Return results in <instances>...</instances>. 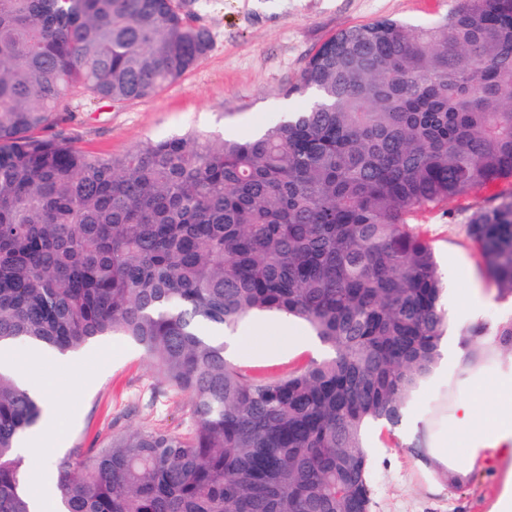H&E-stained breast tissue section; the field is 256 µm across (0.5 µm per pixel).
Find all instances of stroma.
<instances>
[{"label":"stroma","instance_id":"1","mask_svg":"<svg viewBox=\"0 0 512 512\" xmlns=\"http://www.w3.org/2000/svg\"><path fill=\"white\" fill-rule=\"evenodd\" d=\"M461 0H179L182 13L207 28L213 39L205 59L180 80L150 98L103 107L76 100L63 121L69 136L86 150L115 155L148 139L196 130L245 139L296 111L304 99L286 97L315 50L336 33L374 19L392 18L428 27L457 9ZM457 202L417 217L431 242L447 282L442 306L448 315L446 345L460 340L465 328L496 327L512 319V299L480 268ZM262 332L253 335L243 322L239 335L249 337L248 351L238 355L251 368L284 370L327 357L329 350L307 343L310 330L287 318L262 317ZM296 342L279 348L273 340ZM78 372L59 370L53 361L34 368V375L55 385L57 412L42 422L40 434L47 458L75 446L102 443L116 427L178 428L188 406L185 395L172 393L157 404L148 399L156 376L141 350L121 336H101L78 354ZM512 371V359L497 356L477 367L464 360H442L410 402V416L395 435L373 428L367 435L373 488L372 512H490L503 485L504 465L487 456L458 486L447 471L423 463L408 444L425 429L434 445L450 436L451 400L483 401L478 378L493 379ZM98 375L88 385L89 375Z\"/></svg>","mask_w":512,"mask_h":512}]
</instances>
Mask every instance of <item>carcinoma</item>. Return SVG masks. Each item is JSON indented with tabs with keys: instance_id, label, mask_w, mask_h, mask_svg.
<instances>
[{
	"instance_id": "cac0c4a2",
	"label": "carcinoma",
	"mask_w": 512,
	"mask_h": 512,
	"mask_svg": "<svg viewBox=\"0 0 512 512\" xmlns=\"http://www.w3.org/2000/svg\"><path fill=\"white\" fill-rule=\"evenodd\" d=\"M211 48L174 0H0V352L126 336L151 401L188 396L178 430L55 457L61 512H371L367 430L402 423L448 332L417 215L458 202L512 297V0L337 33L285 89L307 106L244 140L114 156L56 129L75 99L153 96ZM268 313L332 356L280 375L229 358L217 333ZM461 343L511 356L512 320ZM41 419L0 368V512H30L16 448Z\"/></svg>"
}]
</instances>
